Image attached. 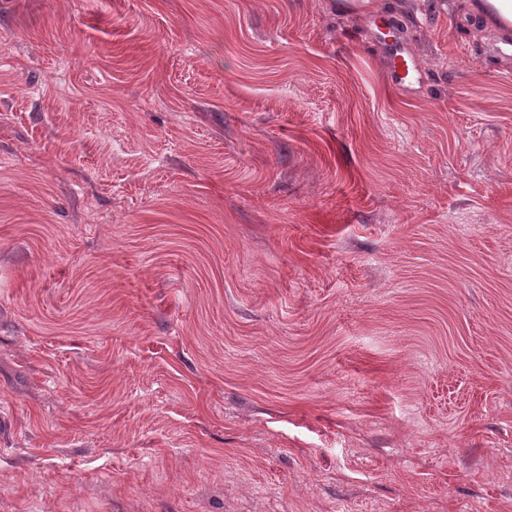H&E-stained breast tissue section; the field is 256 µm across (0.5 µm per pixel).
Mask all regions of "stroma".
<instances>
[{
	"instance_id": "35a3bbf8",
	"label": "stroma",
	"mask_w": 512,
	"mask_h": 512,
	"mask_svg": "<svg viewBox=\"0 0 512 512\" xmlns=\"http://www.w3.org/2000/svg\"><path fill=\"white\" fill-rule=\"evenodd\" d=\"M505 40L0 0V512H512ZM390 69L392 82L399 89H405L423 72L418 58L410 52L395 53L390 58Z\"/></svg>"
}]
</instances>
